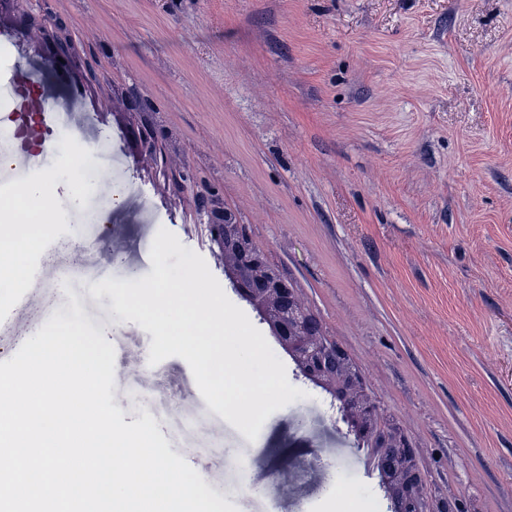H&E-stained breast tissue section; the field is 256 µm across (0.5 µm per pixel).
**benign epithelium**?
Wrapping results in <instances>:
<instances>
[{
	"label": "benign epithelium",
	"instance_id": "obj_1",
	"mask_svg": "<svg viewBox=\"0 0 512 512\" xmlns=\"http://www.w3.org/2000/svg\"><path fill=\"white\" fill-rule=\"evenodd\" d=\"M145 155L155 177L169 180L156 146L148 145ZM204 215L214 226L216 255L240 298L267 325L300 374L336 400L348 431L369 442L371 470L393 512H460L451 495L427 498L425 478L404 434L383 428L381 408L360 369L327 336L300 290L254 244L237 213L226 207Z\"/></svg>",
	"mask_w": 512,
	"mask_h": 512
}]
</instances>
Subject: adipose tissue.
<instances>
[{
    "label": "adipose tissue",
    "mask_w": 512,
    "mask_h": 512,
    "mask_svg": "<svg viewBox=\"0 0 512 512\" xmlns=\"http://www.w3.org/2000/svg\"><path fill=\"white\" fill-rule=\"evenodd\" d=\"M52 186V177L41 176L0 196V279L14 287L31 282L29 260L41 249L40 226L67 220L50 203Z\"/></svg>",
    "instance_id": "obj_1"
}]
</instances>
